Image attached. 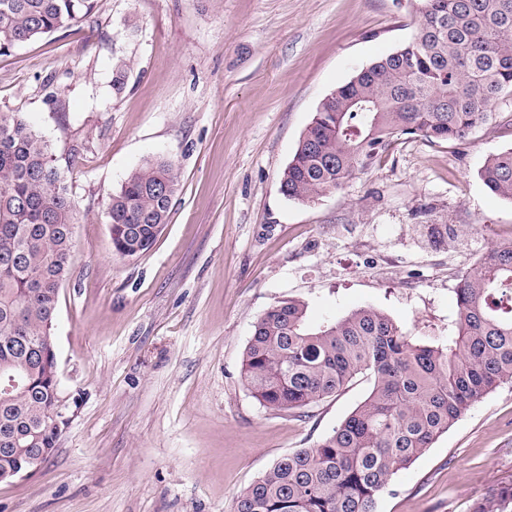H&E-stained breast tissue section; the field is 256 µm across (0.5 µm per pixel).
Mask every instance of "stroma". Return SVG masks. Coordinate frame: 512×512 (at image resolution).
Returning a JSON list of instances; mask_svg holds the SVG:
<instances>
[{"mask_svg":"<svg viewBox=\"0 0 512 512\" xmlns=\"http://www.w3.org/2000/svg\"><path fill=\"white\" fill-rule=\"evenodd\" d=\"M417 28L396 0H96L0 56V109L48 141L76 218L52 328L73 416L34 475L0 483V512H233L370 389L356 379L301 416L263 408L242 353L277 300H303L313 324L371 307L447 334L472 251L512 239V202L480 178L512 148V91L464 140L404 135L342 189L280 191L322 100ZM158 157L180 173L170 221L118 256L110 196ZM395 482L378 512H472L512 485V384Z\"/></svg>","mask_w":512,"mask_h":512,"instance_id":"obj_1","label":"stroma"}]
</instances>
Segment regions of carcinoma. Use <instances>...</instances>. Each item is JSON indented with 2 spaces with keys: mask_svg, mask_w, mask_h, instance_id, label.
<instances>
[{
  "mask_svg": "<svg viewBox=\"0 0 512 512\" xmlns=\"http://www.w3.org/2000/svg\"><path fill=\"white\" fill-rule=\"evenodd\" d=\"M414 39L328 94L280 177L290 200L308 202L374 166L399 135L461 141L493 119L512 90V0H415ZM94 0H0V55L89 17ZM484 185L512 201V149L488 158ZM165 184L160 197L154 186ZM180 187L174 161L134 170L112 194L113 253L136 257L168 223ZM73 206L49 144L19 113L0 110V469L47 455L57 383L30 347L54 322L69 272ZM446 336H414L388 315L357 308L312 326L307 304L275 302L255 322L242 378L266 409L297 412L356 376L367 397L312 448L280 457L236 498L233 512H378L396 476L472 406L512 383V242L487 249L462 272ZM474 512H512V486Z\"/></svg>",
  "mask_w": 512,
  "mask_h": 512,
  "instance_id": "cac0c4a2",
  "label": "carcinoma"
}]
</instances>
